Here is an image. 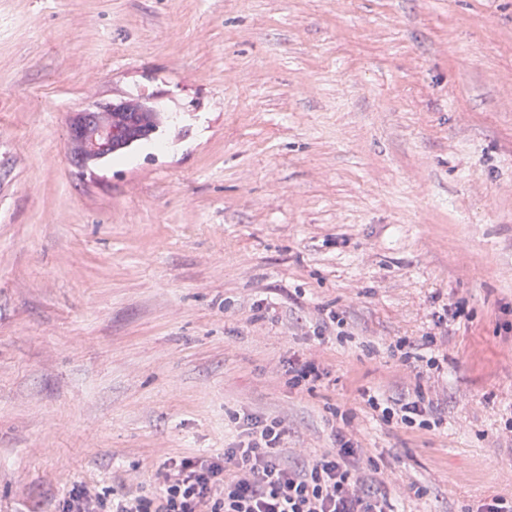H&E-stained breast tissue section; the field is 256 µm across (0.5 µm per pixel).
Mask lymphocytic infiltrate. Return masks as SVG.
I'll use <instances>...</instances> for the list:
<instances>
[{
    "label": "lymphocytic infiltrate",
    "instance_id": "1",
    "mask_svg": "<svg viewBox=\"0 0 512 512\" xmlns=\"http://www.w3.org/2000/svg\"><path fill=\"white\" fill-rule=\"evenodd\" d=\"M361 397L385 422L430 427L438 406L423 391L389 404L370 392ZM246 442L220 456L170 460L162 482L151 491L93 492L73 487L53 500L52 512H393L375 479L360 467L362 448L343 429L336 446L313 456L288 453L278 420L248 418Z\"/></svg>",
    "mask_w": 512,
    "mask_h": 512
}]
</instances>
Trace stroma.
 I'll list each match as a JSON object with an SVG mask.
<instances>
[{"label": "stroma", "mask_w": 512, "mask_h": 512, "mask_svg": "<svg viewBox=\"0 0 512 512\" xmlns=\"http://www.w3.org/2000/svg\"><path fill=\"white\" fill-rule=\"evenodd\" d=\"M132 98L169 150L77 165L74 115ZM509 309L512 0H0V512L154 488L246 414L317 454L350 419L395 512H475L512 497ZM430 333L440 373L394 347ZM283 375L286 383L291 387L310 385L308 390L314 389L315 385L323 379L325 369L322 364L314 359H288L283 365ZM360 395L370 409L381 410L380 416L387 423H391L395 418L397 424L402 423L408 428L416 426L423 429L429 428L431 424L436 426L442 422L441 419L435 418L438 412V403L435 404L433 399L427 398L425 393L420 390L416 391L414 397H404L393 401V406L391 404L389 406L388 403L393 398H380L379 395H372L366 390L360 392Z\"/></svg>", "instance_id": "35a3bbf8"}]
</instances>
